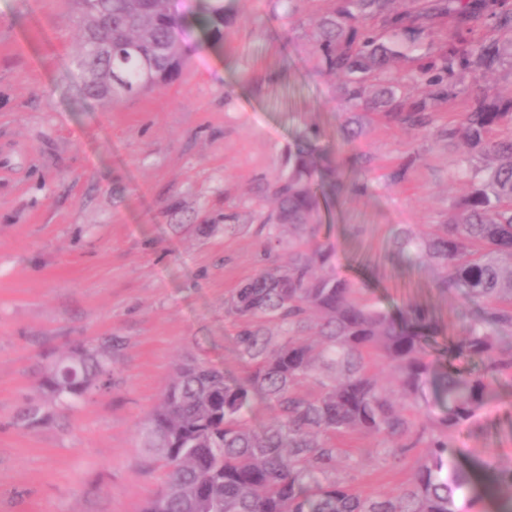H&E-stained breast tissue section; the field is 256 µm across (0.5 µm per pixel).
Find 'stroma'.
<instances>
[{
    "mask_svg": "<svg viewBox=\"0 0 512 512\" xmlns=\"http://www.w3.org/2000/svg\"><path fill=\"white\" fill-rule=\"evenodd\" d=\"M218 43L190 28L188 64L153 90L102 103L84 98L70 66L77 24L67 0H0V512H138L161 482L142 473L136 425L176 366L196 360L244 371L232 290L265 260L256 230L273 208L271 186L298 144L318 147L315 179L349 168L347 190L328 193L313 244L336 276L393 309L428 305L447 335L461 332L460 293L432 286V266L392 258L402 226L444 223L467 181L446 139L377 116L344 141L341 77L310 51L334 0H226ZM512 92V72L475 69L463 92L435 106L459 120L465 91ZM411 161L407 181L386 174ZM239 225L199 236L188 224ZM119 337L112 387L50 424L19 430L37 394L43 358L95 336ZM351 466L339 474L365 493L407 484L411 467L376 436L341 437ZM456 461L475 470L491 455L512 466V382L500 380Z\"/></svg>",
    "mask_w": 512,
    "mask_h": 512,
    "instance_id": "stroma-1",
    "label": "stroma"
}]
</instances>
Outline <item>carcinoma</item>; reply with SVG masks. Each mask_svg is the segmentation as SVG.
Wrapping results in <instances>:
<instances>
[{
  "instance_id": "1",
  "label": "carcinoma",
  "mask_w": 512,
  "mask_h": 512,
  "mask_svg": "<svg viewBox=\"0 0 512 512\" xmlns=\"http://www.w3.org/2000/svg\"><path fill=\"white\" fill-rule=\"evenodd\" d=\"M172 0H71L79 47L72 63L85 97L112 102L175 78L188 61L187 20ZM338 0L316 24L311 52L344 77L342 106L374 109L388 123L426 132L428 102L460 93L475 68L512 69V0ZM448 17L453 31L438 50L415 58L416 90L377 83L400 58L394 45ZM499 32L480 34L483 24ZM203 38L224 40V0H203L196 17ZM461 121L442 130L462 147L468 193L448 208V219L417 235L400 230L395 254L436 269L432 287L462 291L464 335L427 348L443 327L425 305L391 312L362 289L328 271L330 253L296 244L288 265H271L225 301L241 323L237 356L245 372L230 377L198 362L179 365L158 403L137 424L136 453L146 472L165 478L141 512H461L472 478L455 461L452 442L493 399L494 382L512 379V95L468 92ZM276 207L260 225L266 247L283 230L315 235L322 194L309 150L288 158L273 187ZM281 331L276 336L268 324ZM118 340L102 336L77 344L44 368L36 399L16 425L34 429L112 387ZM476 358L477 371L455 365ZM381 366L376 370L367 359ZM319 390L306 396L301 385ZM434 382L439 402L425 389ZM273 418L256 429L246 416L255 399ZM362 432L393 440L388 455L400 464L420 448L407 486L365 495L337 476L343 450L336 438ZM499 489L512 492V468L488 456L479 461Z\"/></svg>"
}]
</instances>
